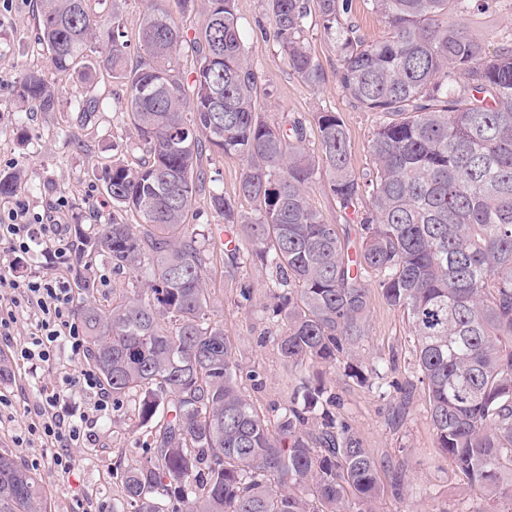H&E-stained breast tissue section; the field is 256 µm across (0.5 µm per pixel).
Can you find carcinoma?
<instances>
[{
	"mask_svg": "<svg viewBox=\"0 0 512 512\" xmlns=\"http://www.w3.org/2000/svg\"><path fill=\"white\" fill-rule=\"evenodd\" d=\"M272 37L288 68L310 87L323 73L307 38L309 0H266ZM323 35L336 44V80L376 119L373 167L350 164L343 120L332 111L269 122L257 106L261 74L245 52L236 0H148L139 62L128 67L122 18L101 19L92 0H38L35 40L54 70L89 84L79 104L95 112L101 81L126 91L128 116L148 159L114 160L101 181L112 220L75 233L112 271L143 272L140 289L93 298L78 309L89 359L112 394L132 407L141 460L117 456L112 512H378L383 467L336 394L305 378L270 419L259 413L224 324L211 317L208 239L192 224L197 195L237 230L227 268L280 273L266 309L268 340L291 369L340 365L382 398L399 388L385 367L358 355L371 288L407 314L414 366L424 384L435 448L480 490L475 512H512V43L491 54L471 29L491 0H369L386 23L369 40L348 21L352 0H315ZM204 21L189 38L169 4ZM186 51L193 68L175 67ZM22 112H53L58 87L24 72ZM318 130L326 190L354 231L327 224L309 202L320 170L308 148ZM246 164L236 198L214 186L203 154ZM21 171L0 173V198ZM355 239H350V234ZM40 474L0 452V512H48Z\"/></svg>",
	"mask_w": 512,
	"mask_h": 512,
	"instance_id": "obj_1",
	"label": "carcinoma"
}]
</instances>
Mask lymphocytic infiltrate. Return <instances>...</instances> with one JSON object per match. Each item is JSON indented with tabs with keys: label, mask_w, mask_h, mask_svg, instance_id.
<instances>
[{
	"label": "lymphocytic infiltrate",
	"mask_w": 512,
	"mask_h": 512,
	"mask_svg": "<svg viewBox=\"0 0 512 512\" xmlns=\"http://www.w3.org/2000/svg\"><path fill=\"white\" fill-rule=\"evenodd\" d=\"M0 240L7 241L12 252L20 255L29 254L42 244L51 245L52 255L60 265L69 264L76 251L74 242L63 235L59 225L31 223L20 204L0 215ZM28 310L35 316L34 326L17 350L19 361L35 369L54 360L57 351L65 348L72 361L80 365L76 374L63 379L60 385L41 390L39 421L31 426L43 447L53 449L52 468L66 476L75 467L69 449L91 441L98 420L111 416L112 400L103 393L95 369L85 364L87 341L75 316L74 288L69 279L1 273L0 339L10 340L18 313ZM72 392L98 393L94 414L84 413L75 419L60 414V404Z\"/></svg>",
	"instance_id": "f902f5d3"
}]
</instances>
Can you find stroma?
<instances>
[{"label": "stroma", "mask_w": 512, "mask_h": 512, "mask_svg": "<svg viewBox=\"0 0 512 512\" xmlns=\"http://www.w3.org/2000/svg\"><path fill=\"white\" fill-rule=\"evenodd\" d=\"M242 38L262 75L258 99L266 119L283 114L313 116L320 110L340 115L349 137L351 164L362 172L372 164L369 141L375 127L371 113L358 108L336 81L340 64L336 47L318 26L308 33L311 50L324 72V82L314 89L288 68L271 34L266 0H236ZM36 0H0V171L24 173V186L16 197L0 199V211L23 203L30 221L62 224L67 230L83 228L93 233L95 225L112 219V202L97 175L112 157L135 163L143 160L138 138L124 116L125 94L113 86L97 112L82 117L77 106L88 92L84 82L60 78L55 111L33 112L22 117L14 102L13 87L22 73L37 70L53 77L47 55L34 38ZM277 274L274 268L248 266L227 276L222 262H214L208 274L213 293L214 317L221 320L235 346L243 368L258 370L263 379L252 398L258 408L271 411L288 401L297 381L285 374L281 358L263 332L274 325L262 310ZM253 290L249 307L236 304L240 286ZM29 328L27 314H19L10 341L0 340V353L13 359L16 345ZM410 330L402 311L387 305L379 292L370 295L367 336L359 349L364 361L388 367L389 380L412 383L405 404L378 398L346 378L337 366L322 367V377L339 396L340 411L361 435L366 447L386 461L388 470L404 472L409 484L405 495H384L380 512H441L460 503L479 504L465 478L440 456L435 448L428 403L421 385L413 384ZM68 352H59L50 367L29 371L15 363L7 380L0 381V451L11 454L39 473L54 512H112L117 487L112 465L117 450L126 462L140 457L139 430L129 417L98 422L94 440L70 449L74 471L66 477L49 466L51 449L42 447L29 433L37 419L38 390L72 372Z\"/></svg>", "instance_id": "1"}]
</instances>
